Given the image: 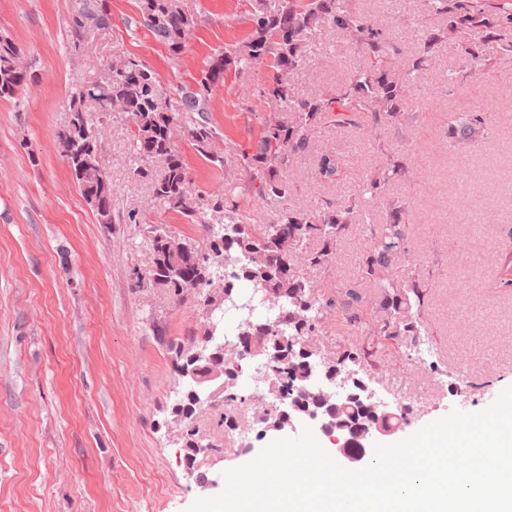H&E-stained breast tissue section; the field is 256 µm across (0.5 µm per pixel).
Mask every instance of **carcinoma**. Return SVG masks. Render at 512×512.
Returning a JSON list of instances; mask_svg holds the SVG:
<instances>
[{
    "label": "carcinoma",
    "instance_id": "carcinoma-1",
    "mask_svg": "<svg viewBox=\"0 0 512 512\" xmlns=\"http://www.w3.org/2000/svg\"><path fill=\"white\" fill-rule=\"evenodd\" d=\"M429 12L444 20V27L427 29L421 25L411 29L420 44L416 64L407 67L401 48L402 38L384 32L376 16L356 10L352 0H279L270 11L265 0H257L253 22L257 36L228 50L219 49L209 56L196 78L195 86L182 92L180 100L171 104L149 66L137 59H118L105 77L106 89L93 85L71 93V117L57 133L62 156L82 196L97 216L98 223L112 224V183L103 165V127L112 113L131 116L134 126L130 141L134 163L133 175L151 185L150 203L162 204L181 214L192 224L201 225L203 242L182 237L187 249L174 255L169 239L172 232L165 224H148L145 242L152 255L148 272L150 285L164 289L171 298L191 297L199 307L206 289L219 283L224 295L241 298V290H251L248 299L253 312L239 315L236 333L224 330V314L229 306L214 310L209 322L213 327L210 352L212 361L223 371L224 404L243 405L251 397L238 392V379L244 371L243 361L229 360L222 353L224 341L237 344L246 353L255 344H263L279 353V361L270 372L281 393L293 401L300 411L315 405L300 395L305 377L314 369L311 355L301 349L300 340L316 332L327 315L336 310L347 323L362 326L376 340L394 339L406 332L416 333L422 321L416 308L424 298L423 283L416 275L399 281L395 275L398 261L412 262L405 246V229L401 213L394 209L386 224H364L362 232L369 239L359 271L360 288L344 286L334 298H321L314 292L312 281L293 270L299 260L307 268H324L336 254L338 240L349 228L348 215L356 208L351 203L326 204L316 209L289 206L290 161L304 151L325 116L336 119L339 126H352L368 136L385 124L397 123L404 112L419 100L412 74L421 69L436 45L453 40L471 66L482 70L483 46L496 39L500 28L512 23L511 14L498 11L494 3L472 5V0H427ZM141 25L173 53L179 54L197 19L187 13L181 0H139ZM105 0H77L70 13L68 40L71 47L110 24ZM326 24L346 35L368 60V65L352 73L349 81L329 88L313 99L291 95L287 74L299 67L304 56L302 45ZM19 48L10 39L0 37V100L11 101L20 90L38 85V75L30 66L19 64ZM271 59L278 69L271 83L259 90L271 105L288 106L289 119L283 121L272 114L266 119L255 152L241 155L250 173L252 199L258 204L276 207L269 224H250L239 209L234 191L194 192L182 158L174 151L172 140L180 130L192 140L197 152L212 164L223 163V157L212 151L216 130L212 126L208 102L214 89L224 83V72L231 64L245 69L261 59ZM99 105V115L85 111V99ZM484 123L483 113L474 112L448 123L450 139L461 143L471 139L475 128ZM164 163L161 177H154L150 162ZM402 162L371 170L359 184L357 198L365 195L378 199L383 189L402 177ZM224 255V268L229 275L216 281L206 253ZM392 310V315L374 323L366 322L363 310L369 305ZM184 340L166 342L174 373L191 364L190 353L183 349ZM375 353L371 344H351L336 353L339 368L371 363ZM205 380L185 388L171 406V414L182 418L193 429L184 437L185 457L197 458V448L221 451L218 445L197 444L200 435L195 421L197 395L209 390ZM377 412L348 408L339 415L352 429L376 421Z\"/></svg>",
    "mask_w": 512,
    "mask_h": 512
}]
</instances>
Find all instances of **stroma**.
Returning a JSON list of instances; mask_svg holds the SVG:
<instances>
[{
	"instance_id": "35a3bbf8",
	"label": "stroma",
	"mask_w": 512,
	"mask_h": 512,
	"mask_svg": "<svg viewBox=\"0 0 512 512\" xmlns=\"http://www.w3.org/2000/svg\"><path fill=\"white\" fill-rule=\"evenodd\" d=\"M197 24L180 57L139 23L138 0H106L109 28L92 50L67 49V18L74 0H0V35L23 50L39 86L0 101V512H186L199 498L218 495L224 471L252 460L265 446L252 412L242 407L241 443L222 437L223 451L186 467L169 428L170 407L182 390L163 342L197 332L191 303L160 289L137 287L150 251L144 224L169 225L200 239L199 225L158 205L142 207L147 182L131 172L129 117L113 114L104 131V166L112 182V225L98 224L61 155L56 138L70 116V92L104 79L116 56L145 62L170 98L192 86L216 50L249 41L255 0H185ZM398 33L426 18L425 0H358ZM487 67L471 75L453 45H442L417 73L427 104L399 123L364 139L322 120L308 149L292 161L289 202L316 208L356 193L364 172L393 161L406 166L373 204L376 223L406 204L407 244L426 286L419 335L381 346L383 373L362 372L371 389L388 388L406 410L399 438L462 407L484 410L512 386V27L484 47ZM361 53L330 27L305 47V61L289 71L296 98H312L344 84ZM277 70L272 61L227 69L210 102L217 130L216 167L188 137L172 145L187 165L192 189L231 184L246 195L250 175L242 154L253 153L270 114L259 88ZM483 110L484 123L468 142L448 137V116ZM337 155V176L318 175L319 159ZM466 209H458V198ZM138 212L139 222L128 219ZM369 245L347 232L327 269L307 277L332 294L358 277ZM472 284L463 294L457 284ZM435 348L420 361L419 344ZM208 487H201V480Z\"/></svg>"
}]
</instances>
